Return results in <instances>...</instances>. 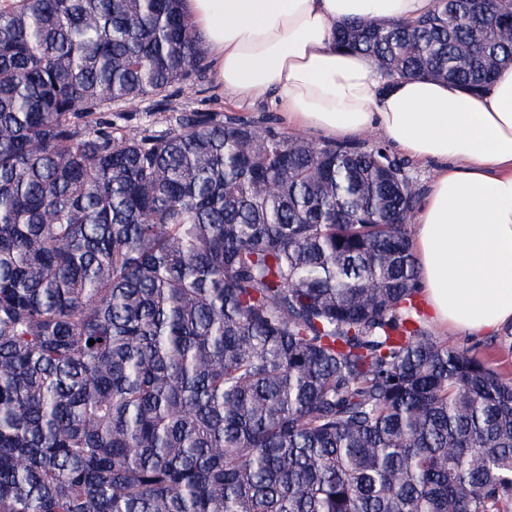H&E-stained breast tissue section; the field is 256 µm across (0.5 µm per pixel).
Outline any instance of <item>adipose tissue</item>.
Segmentation results:
<instances>
[{"mask_svg":"<svg viewBox=\"0 0 512 512\" xmlns=\"http://www.w3.org/2000/svg\"><path fill=\"white\" fill-rule=\"evenodd\" d=\"M434 0H183L224 94L274 92L296 131L352 140L377 130L433 177L411 243L432 322L512 334V66L473 94L425 77L392 80L337 49L354 19L412 20Z\"/></svg>","mask_w":512,"mask_h":512,"instance_id":"ef3b65f1","label":"adipose tissue"}]
</instances>
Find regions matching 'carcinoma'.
Masks as SVG:
<instances>
[{
  "mask_svg": "<svg viewBox=\"0 0 512 512\" xmlns=\"http://www.w3.org/2000/svg\"><path fill=\"white\" fill-rule=\"evenodd\" d=\"M182 3L0 7V512H512V370L429 330L404 163L112 123L206 72ZM334 44L483 93L512 0Z\"/></svg>",
  "mask_w": 512,
  "mask_h": 512,
  "instance_id": "1",
  "label": "carcinoma"
}]
</instances>
